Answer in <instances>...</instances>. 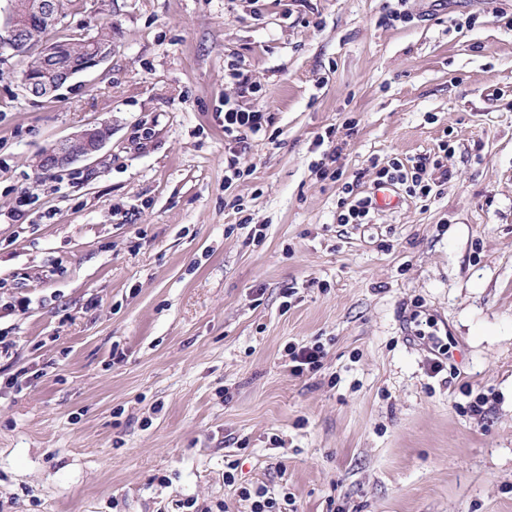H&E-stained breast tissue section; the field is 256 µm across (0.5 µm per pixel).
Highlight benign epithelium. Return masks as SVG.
Segmentation results:
<instances>
[{
  "instance_id": "obj_1",
  "label": "benign epithelium",
  "mask_w": 512,
  "mask_h": 512,
  "mask_svg": "<svg viewBox=\"0 0 512 512\" xmlns=\"http://www.w3.org/2000/svg\"><path fill=\"white\" fill-rule=\"evenodd\" d=\"M0 6V55L27 58L37 54V63L25 69L24 92L32 97L53 95L65 84L103 64L112 54V40L85 37L77 44L49 40L65 10L64 0H6ZM103 122L60 139L36 154L32 166L41 171L69 167L96 154L111 136Z\"/></svg>"
}]
</instances>
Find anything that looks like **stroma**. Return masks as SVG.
I'll use <instances>...</instances> for the list:
<instances>
[{
  "mask_svg": "<svg viewBox=\"0 0 512 512\" xmlns=\"http://www.w3.org/2000/svg\"><path fill=\"white\" fill-rule=\"evenodd\" d=\"M394 5L77 0L53 34L105 63L33 98L0 60V512H512V0ZM228 99L268 116L235 180ZM444 142L431 198L337 223ZM111 133V125L107 122L74 132L36 154L32 159V166L41 171L72 166L94 156L109 139ZM336 221L340 224H367L371 210L375 209L373 198L365 196L350 202L342 201ZM289 358L288 368L295 376L315 373L321 368L323 352L320 346H289L287 355ZM272 493H269V490L258 487L254 493L255 500L251 503V512H288V508L286 506L292 505L291 499L288 498V494L283 495V503L274 496H271Z\"/></svg>",
  "mask_w": 512,
  "mask_h": 512,
  "instance_id": "stroma-1",
  "label": "stroma"
}]
</instances>
